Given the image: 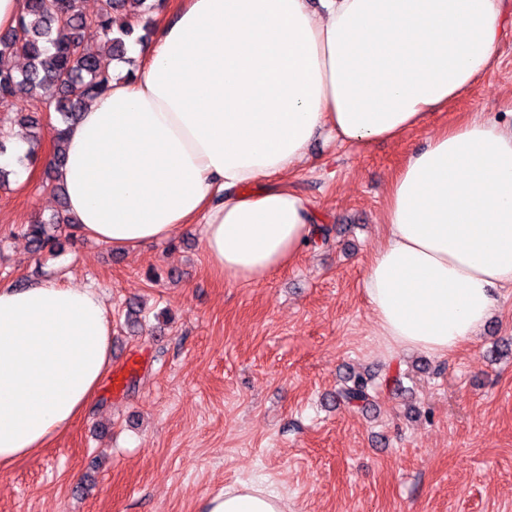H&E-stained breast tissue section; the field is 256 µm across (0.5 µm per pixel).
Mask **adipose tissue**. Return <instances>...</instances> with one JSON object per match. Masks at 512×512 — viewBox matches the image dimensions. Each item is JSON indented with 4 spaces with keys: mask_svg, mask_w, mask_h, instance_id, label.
Returning a JSON list of instances; mask_svg holds the SVG:
<instances>
[{
    "mask_svg": "<svg viewBox=\"0 0 512 512\" xmlns=\"http://www.w3.org/2000/svg\"><path fill=\"white\" fill-rule=\"evenodd\" d=\"M180 0L131 75L70 126L59 177L87 237L117 248L204 227L215 270L251 282L314 237L283 184L313 139L399 138L491 69L503 0ZM366 273L378 333L444 356L512 285V125L474 117L436 134L391 180ZM112 359L101 293L46 278L0 283V472L94 402ZM198 512H286L241 481Z\"/></svg>",
    "mask_w": 512,
    "mask_h": 512,
    "instance_id": "ef3b65f1",
    "label": "adipose tissue"
}]
</instances>
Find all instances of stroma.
<instances>
[{"label":"stroma","mask_w":512,"mask_h":512,"mask_svg":"<svg viewBox=\"0 0 512 512\" xmlns=\"http://www.w3.org/2000/svg\"><path fill=\"white\" fill-rule=\"evenodd\" d=\"M56 89L0 104V136L41 120L55 143ZM512 122V26L488 75L399 139L347 147L315 139L286 182L326 241L259 280L218 278L202 227L133 250L81 234L35 251L24 224L59 199L42 165L0 190V282L56 277L90 286L112 314V370L92 407L48 448L0 473V512H197L240 480H261L288 512H512V286L477 336L438 357L388 349L365 277L382 239L391 177L449 125ZM144 304L137 333L129 303ZM374 377L357 409L333 397L350 373Z\"/></svg>","instance_id":"35a3bbf8"}]
</instances>
